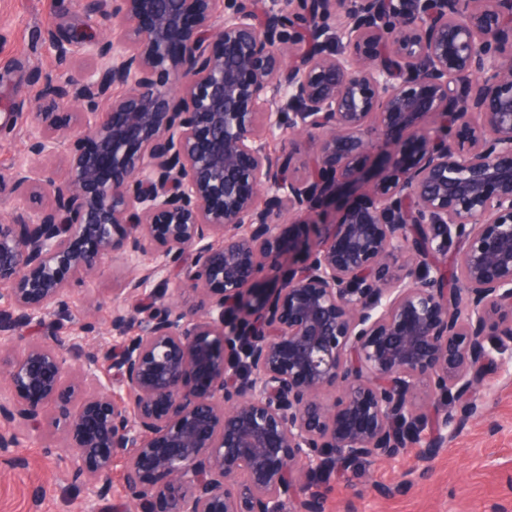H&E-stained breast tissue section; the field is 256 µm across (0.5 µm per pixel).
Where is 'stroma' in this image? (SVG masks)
<instances>
[{"mask_svg": "<svg viewBox=\"0 0 512 512\" xmlns=\"http://www.w3.org/2000/svg\"><path fill=\"white\" fill-rule=\"evenodd\" d=\"M110 0L77 7L74 0H0V172L27 159L37 107L28 100L34 70L54 75L56 65L45 48L47 30L78 35L75 52L103 34L102 18ZM113 262L91 282L73 285L70 310L77 322L95 332L73 345L72 365L86 352L111 342L113 288L123 278L151 266ZM484 410L448 437L428 477L403 483L414 465L407 455L371 468V487L360 491L356 477L336 479L326 490L325 512H512V362L489 366L483 375ZM14 455H0V512H85L79 479L66 469L62 433L52 422L41 432L18 429Z\"/></svg>", "mask_w": 512, "mask_h": 512, "instance_id": "35a3bbf8", "label": "stroma"}]
</instances>
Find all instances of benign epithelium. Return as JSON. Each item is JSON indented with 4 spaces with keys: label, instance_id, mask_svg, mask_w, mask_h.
Listing matches in <instances>:
<instances>
[{
    "label": "benign epithelium",
    "instance_id": "1",
    "mask_svg": "<svg viewBox=\"0 0 512 512\" xmlns=\"http://www.w3.org/2000/svg\"><path fill=\"white\" fill-rule=\"evenodd\" d=\"M104 23L78 76L54 33L58 74L33 73L69 120L34 113L0 174L26 213L0 224V335L87 334L72 283L155 265L113 289L118 352L0 347V452L51 406L85 498L122 458L137 512H324L312 479L428 471L512 359V0H112ZM396 131L413 157L330 215ZM285 218L316 237L282 274ZM170 268L193 304L147 289Z\"/></svg>",
    "mask_w": 512,
    "mask_h": 512
}]
</instances>
